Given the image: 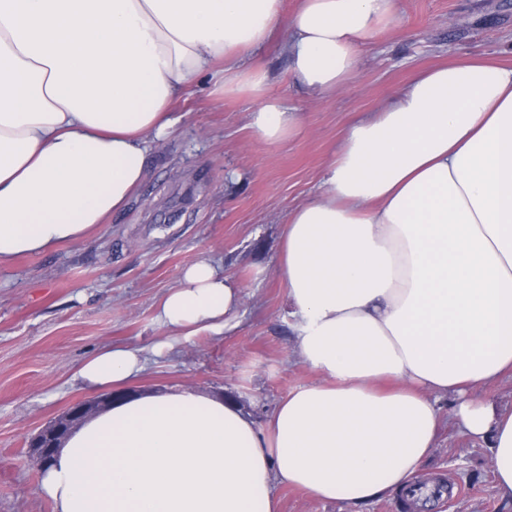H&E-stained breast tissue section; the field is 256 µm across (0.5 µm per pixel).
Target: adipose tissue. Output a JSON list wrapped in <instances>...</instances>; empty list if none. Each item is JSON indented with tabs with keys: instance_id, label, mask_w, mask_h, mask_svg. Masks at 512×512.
<instances>
[{
	"instance_id": "adipose-tissue-1",
	"label": "adipose tissue",
	"mask_w": 512,
	"mask_h": 512,
	"mask_svg": "<svg viewBox=\"0 0 512 512\" xmlns=\"http://www.w3.org/2000/svg\"><path fill=\"white\" fill-rule=\"evenodd\" d=\"M396 16L397 0H0V266L123 210L199 75L251 97L249 128L276 143L301 118L252 55L280 35L292 79L322 95ZM277 269L318 381L260 423L188 390L113 400L45 468L55 512H277L278 482L362 512L436 491L423 466L446 423L487 444L512 496V405L484 394L512 378V63L418 72L353 123L288 214ZM241 294L211 261L186 268L158 306L155 354L232 332ZM146 362L112 346L77 377L119 389Z\"/></svg>"
}]
</instances>
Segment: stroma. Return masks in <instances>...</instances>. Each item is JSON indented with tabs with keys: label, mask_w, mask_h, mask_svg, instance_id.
Masks as SVG:
<instances>
[{
	"label": "stroma",
	"mask_w": 512,
	"mask_h": 512,
	"mask_svg": "<svg viewBox=\"0 0 512 512\" xmlns=\"http://www.w3.org/2000/svg\"><path fill=\"white\" fill-rule=\"evenodd\" d=\"M465 56L512 62V0H398L397 19L362 49L354 77L324 95L292 80L272 38L254 61L269 74L270 94L300 112L296 134L259 141L248 127L253 100L225 95L220 75L199 76L174 102L180 121L154 143L145 182L124 211L85 241L0 266V512H54L27 461L28 440L93 399L76 373L103 347L148 352L129 391L218 395L259 422L289 391L316 381L293 351L277 274L283 223L315 196L350 124L416 72ZM200 260L240 282V325L153 356L167 336L158 305ZM423 472L456 493L432 512H512V498L494 485L489 448L453 427H444Z\"/></svg>",
	"instance_id": "1"
}]
</instances>
